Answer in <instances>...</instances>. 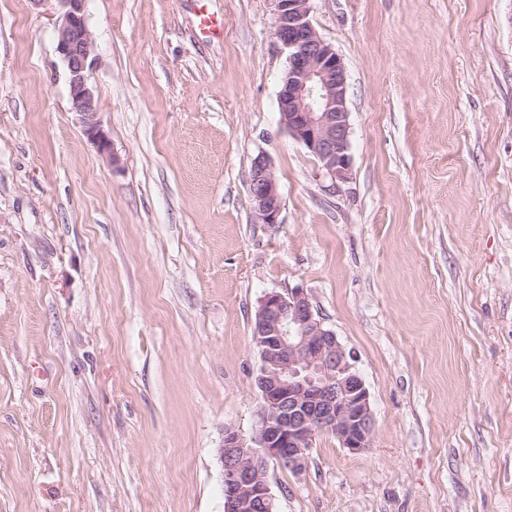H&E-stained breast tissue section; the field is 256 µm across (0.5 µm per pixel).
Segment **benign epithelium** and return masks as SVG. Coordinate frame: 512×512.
<instances>
[{
    "mask_svg": "<svg viewBox=\"0 0 512 512\" xmlns=\"http://www.w3.org/2000/svg\"><path fill=\"white\" fill-rule=\"evenodd\" d=\"M56 49L65 66L70 110L86 138L111 157L99 108L88 82L95 61L86 0H57ZM312 0H272L273 35L288 51V69L279 94V121L320 162L336 187L350 179V112L344 63L310 20ZM249 193L263 224L279 223L282 196L270 158L252 162ZM253 341L260 366L258 425L251 437L224 428L220 457L224 512H274L267 480L271 465L303 471L320 434L358 452L373 438L370 394L350 363V354L313 310L302 289L267 293L256 312Z\"/></svg>",
    "mask_w": 512,
    "mask_h": 512,
    "instance_id": "7a95c632",
    "label": "benign epithelium"
}]
</instances>
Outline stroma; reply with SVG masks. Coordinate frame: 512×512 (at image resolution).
Here are the masks:
<instances>
[{
	"label": "stroma",
	"mask_w": 512,
	"mask_h": 512,
	"mask_svg": "<svg viewBox=\"0 0 512 512\" xmlns=\"http://www.w3.org/2000/svg\"><path fill=\"white\" fill-rule=\"evenodd\" d=\"M311 6L347 71L335 190L279 123L271 0H87L109 158L70 110L57 0H0V512H224L255 314L294 288L374 434L271 467L275 512H512V0ZM249 193L254 212L262 224H278L283 208L282 196L270 158L260 153L252 162Z\"/></svg>",
	"instance_id": "stroma-1"
}]
</instances>
